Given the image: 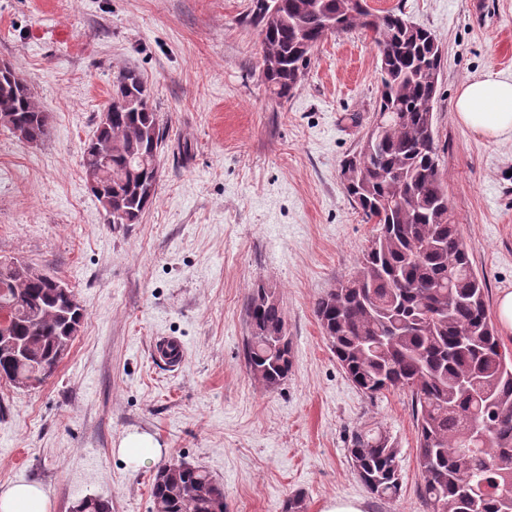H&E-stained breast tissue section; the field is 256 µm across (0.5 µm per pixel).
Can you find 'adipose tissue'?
<instances>
[{"label":"adipose tissue","mask_w":512,"mask_h":512,"mask_svg":"<svg viewBox=\"0 0 512 512\" xmlns=\"http://www.w3.org/2000/svg\"><path fill=\"white\" fill-rule=\"evenodd\" d=\"M457 121L494 142L512 140V75L488 74L462 82L454 102ZM44 489L15 483L0 489V512H48Z\"/></svg>","instance_id":"ef3b65f1"}]
</instances>
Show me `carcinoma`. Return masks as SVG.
I'll list each match as a JSON object with an SVG mask.
<instances>
[{"label":"carcinoma","instance_id":"carcinoma-1","mask_svg":"<svg viewBox=\"0 0 512 512\" xmlns=\"http://www.w3.org/2000/svg\"><path fill=\"white\" fill-rule=\"evenodd\" d=\"M260 29L262 78L276 98L300 87L328 35L373 33L379 100L369 141L344 160L347 196L376 234L354 270L314 304L337 363L373 397L389 388L411 396L419 497L425 512H512V355L488 314V288L448 199L435 142L432 70L443 67L430 29L404 11L376 15L365 0H251ZM93 137L82 151L92 195L110 224H137L159 181L164 129L141 74L121 70ZM0 118L37 144L50 115L16 70L0 68ZM0 380L45 382L85 318L71 289L52 288L19 261L0 262ZM250 372L269 388L291 372L286 318L274 290L259 285L246 304ZM349 456L377 500L398 496V449L378 427L354 430ZM154 512H226L224 487L205 469L172 463L151 484Z\"/></svg>","mask_w":512,"mask_h":512}]
</instances>
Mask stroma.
Instances as JSON below:
<instances>
[{"label":"stroma","mask_w":512,"mask_h":512,"mask_svg":"<svg viewBox=\"0 0 512 512\" xmlns=\"http://www.w3.org/2000/svg\"><path fill=\"white\" fill-rule=\"evenodd\" d=\"M251 0H0V62L49 112L31 146L0 126V261L64 282L86 316L41 386L0 383V486L41 484L50 512L79 501L151 512V482L182 461L224 486L228 512H305L333 499L364 512H423L409 396L370 397L337 364L314 313L348 275L376 226L347 197L342 160L377 104L371 33L328 35L300 88L276 99L260 81ZM402 8L444 46L434 104L439 167L456 223L490 299L512 292V141L459 124L460 82L512 75V0H367ZM137 69L164 127L153 203L110 224L87 188L82 148L124 68ZM276 289L293 368L265 388L245 360L252 288ZM185 358L157 361V337ZM399 450V497L374 499L347 448L361 424ZM131 432L163 450L134 469L117 454Z\"/></svg>","instance_id":"stroma-1"}]
</instances>
